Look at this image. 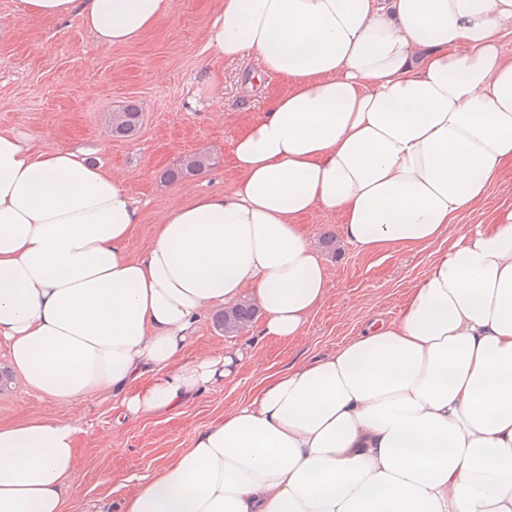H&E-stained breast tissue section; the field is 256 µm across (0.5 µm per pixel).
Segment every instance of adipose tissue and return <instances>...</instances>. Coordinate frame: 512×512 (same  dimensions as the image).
<instances>
[{"label": "adipose tissue", "mask_w": 512, "mask_h": 512, "mask_svg": "<svg viewBox=\"0 0 512 512\" xmlns=\"http://www.w3.org/2000/svg\"><path fill=\"white\" fill-rule=\"evenodd\" d=\"M140 43L171 0H20ZM512 0H215L206 50L284 89L231 143L234 187L161 215L142 256L122 180L0 128V345L30 391L173 413L245 352L187 357L250 298L258 339L301 337L329 292L303 219L349 244L430 250L399 315L265 374L247 402L140 478L122 512H512V210L441 246L512 165ZM76 420L0 424V512H64Z\"/></svg>", "instance_id": "adipose-tissue-1"}]
</instances>
